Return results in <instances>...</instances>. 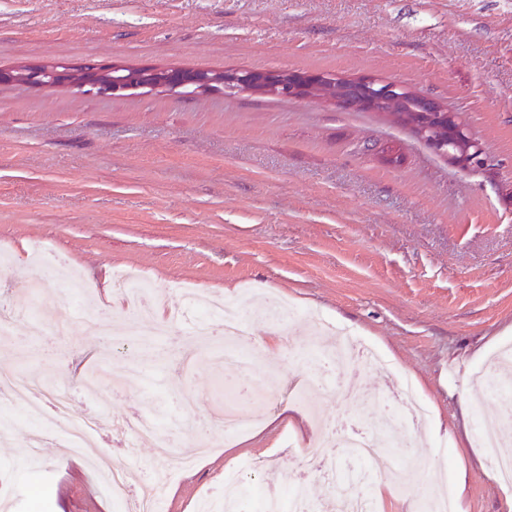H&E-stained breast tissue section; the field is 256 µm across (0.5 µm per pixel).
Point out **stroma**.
I'll return each mask as SVG.
<instances>
[{
  "label": "stroma",
  "mask_w": 512,
  "mask_h": 512,
  "mask_svg": "<svg viewBox=\"0 0 512 512\" xmlns=\"http://www.w3.org/2000/svg\"><path fill=\"white\" fill-rule=\"evenodd\" d=\"M89 59L403 83L461 113L488 162L459 167L390 117L329 103L1 83L0 306L28 301L33 278L45 287L42 335L15 317L0 366L68 388L69 416L95 428L79 456L49 439L31 453L25 422L0 436V512H115L88 456L108 453L139 485L161 455L151 440L115 446L116 426L148 417L191 445L189 394L215 447L159 488L162 512H195L238 463L286 496L317 420L380 421L398 412L401 379L427 408L425 438L387 449L402 479L385 485L384 512H421L431 490L459 512H512L479 438L504 406L481 378L512 347V0H0V68ZM119 271L154 283L143 303L166 335L87 330L97 314L132 318L106 290ZM189 286L226 299L270 290L297 310L253 325L248 351L271 382L260 420L233 438L215 376L238 410L254 404L234 366L205 347L186 370L161 356L201 317L182 309ZM326 322L371 343L391 373L362 367L317 387L304 355ZM354 381L370 399L348 397Z\"/></svg>",
  "instance_id": "obj_1"
}]
</instances>
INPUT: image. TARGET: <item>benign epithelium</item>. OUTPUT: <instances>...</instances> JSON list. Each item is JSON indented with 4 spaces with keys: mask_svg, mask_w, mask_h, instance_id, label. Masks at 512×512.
Segmentation results:
<instances>
[{
    "mask_svg": "<svg viewBox=\"0 0 512 512\" xmlns=\"http://www.w3.org/2000/svg\"><path fill=\"white\" fill-rule=\"evenodd\" d=\"M6 82L46 89L75 86L96 97L119 96L132 89L174 90L193 86L198 92L247 91L277 99L324 100L340 110L359 107L390 116L410 127L429 149L463 168L485 164L483 148L472 138L459 113L449 111L438 100L419 95L406 85L374 77L245 68H155L89 60L78 66L45 63L0 69V84Z\"/></svg>",
    "mask_w": 512,
    "mask_h": 512,
    "instance_id": "obj_1",
    "label": "benign epithelium"
}]
</instances>
